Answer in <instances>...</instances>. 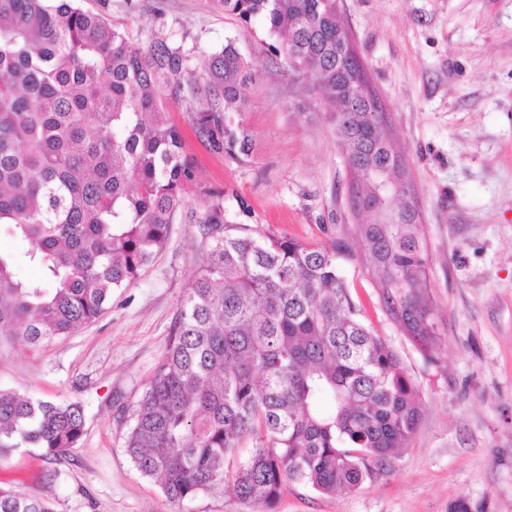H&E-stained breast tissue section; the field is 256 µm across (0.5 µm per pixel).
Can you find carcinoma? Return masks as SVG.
Masks as SVG:
<instances>
[{"instance_id":"cac0c4a2","label":"carcinoma","mask_w":512,"mask_h":512,"mask_svg":"<svg viewBox=\"0 0 512 512\" xmlns=\"http://www.w3.org/2000/svg\"><path fill=\"white\" fill-rule=\"evenodd\" d=\"M221 4L245 23L264 20L283 55L315 60L311 91L333 106L326 119L354 184L351 209L390 197V210L357 225L380 300L430 350L438 325L423 288L428 257L413 200L393 184L406 165L376 106L358 98L341 16L322 0ZM183 62L166 39L136 47L76 0H0V231L28 245L0 253V353L18 343L39 350L101 316L194 196L205 203L203 260L133 406L131 463L178 505L226 487L269 510L293 485L355 490L410 441L418 392L397 353L361 321L336 244L311 248L226 220L223 195L200 183L163 110L161 88L183 86ZM206 74L190 87L207 102L197 133L218 152L250 156L242 115L252 66L229 41ZM23 265L42 279H20ZM84 427L79 403L0 389V459L19 448L56 457L77 447ZM0 512L53 509L0 486Z\"/></svg>"}]
</instances>
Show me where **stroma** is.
Returning <instances> with one entry per match:
<instances>
[{
	"label": "stroma",
	"mask_w": 512,
	"mask_h": 512,
	"mask_svg": "<svg viewBox=\"0 0 512 512\" xmlns=\"http://www.w3.org/2000/svg\"><path fill=\"white\" fill-rule=\"evenodd\" d=\"M136 46L180 47L186 79L233 43L256 70L246 88L249 157L213 151L194 132L203 104L163 87L202 184L223 192L229 221L350 251L337 264L363 322L400 356L422 408L392 468L328 496L288 488L274 512H512V0H341L342 19L380 97L410 173L439 336L429 352L403 334L347 204L349 176L331 127L295 118L299 91L263 20L242 23L218 0H78ZM190 198L163 250L114 290L96 321L33 354L0 356V386L46 401L81 402L85 433L65 458L23 448L0 462V485L47 499L54 512H265L231 493L177 505L125 453L135 402L161 360L202 260Z\"/></svg>",
	"instance_id": "35a3bbf8"
}]
</instances>
